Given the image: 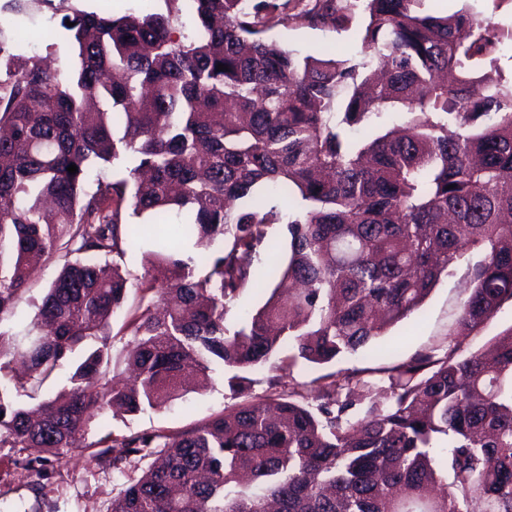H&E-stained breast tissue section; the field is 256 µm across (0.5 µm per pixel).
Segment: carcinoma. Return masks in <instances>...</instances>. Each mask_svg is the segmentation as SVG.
<instances>
[{
  "instance_id": "obj_1",
  "label": "carcinoma",
  "mask_w": 512,
  "mask_h": 512,
  "mask_svg": "<svg viewBox=\"0 0 512 512\" xmlns=\"http://www.w3.org/2000/svg\"><path fill=\"white\" fill-rule=\"evenodd\" d=\"M166 2L165 14L114 17L0 0L17 19L37 3L65 12L74 54L49 70L13 53L0 26V324L39 261L61 263L38 331L0 329V377L20 360L33 373L20 389L36 393L89 344L36 418L0 385V447L59 459L102 414L161 409L181 397L186 366L211 381L219 363L241 402L175 433L88 444L121 475L130 457L151 459L110 512H512V327L484 352L456 343L327 373L309 391L281 382L299 362L378 354L468 254L462 324L478 333L512 303V80L497 57L512 32L467 9L361 0L360 55H301L267 31L290 19L341 27L349 0L296 13L293 0H188L190 36L180 0ZM390 112L401 124L374 133ZM358 128L368 134L356 140ZM125 158L128 175L87 189ZM129 209L157 235L134 279L101 265L142 244ZM275 225L287 255L231 331ZM132 291L148 304L121 328L134 372L122 382L108 372L111 319ZM261 368L272 375L253 395Z\"/></svg>"
}]
</instances>
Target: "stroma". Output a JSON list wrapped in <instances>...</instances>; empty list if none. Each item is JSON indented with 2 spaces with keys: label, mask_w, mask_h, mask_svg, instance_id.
Returning a JSON list of instances; mask_svg holds the SVG:
<instances>
[{
  "label": "stroma",
  "mask_w": 512,
  "mask_h": 512,
  "mask_svg": "<svg viewBox=\"0 0 512 512\" xmlns=\"http://www.w3.org/2000/svg\"><path fill=\"white\" fill-rule=\"evenodd\" d=\"M422 7L429 13L449 15L466 8L502 29H512V0H423ZM62 16L42 6L31 21L20 22L10 15L0 16V26L18 44L21 53L49 57L54 64L67 62L65 49L48 51L47 34L59 30ZM365 22L362 9H355L353 19L346 27H312L289 24L274 31L278 41L299 53L332 51L356 54L362 49L361 29ZM272 257L261 254L254 266V282L234 303L226 317L227 326H234L246 312L261 305L270 283L267 267ZM474 256H465L448 277L442 278L421 311L393 328V335H407V342L380 358L356 354L338 361L342 370L373 369L394 365L419 352L445 351L450 341L461 342L468 352L483 350L497 333L512 327V305L504 304L489 325L479 334L462 335L459 313L462 302L470 293V267ZM58 265L43 264L28 283V290L19 303L14 325L31 323L37 314L46 286L55 278ZM234 400L226 383L215 380L207 388L193 390L175 400L170 407L147 409L135 415L109 413L96 421L85 436L86 447L75 449L64 459H56L32 448H0V512H108L112 499L137 478L148 466L147 460L131 457L124 474L111 467L90 460L88 445L110 436L123 438L140 432H170L185 429L204 417L233 405ZM40 458L36 468L27 462Z\"/></svg>",
  "instance_id": "obj_1"
}]
</instances>
